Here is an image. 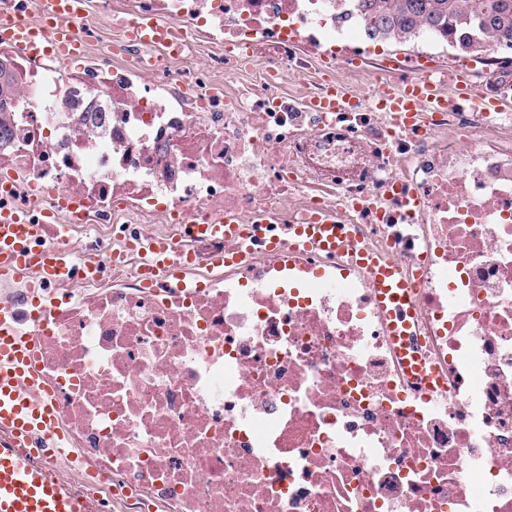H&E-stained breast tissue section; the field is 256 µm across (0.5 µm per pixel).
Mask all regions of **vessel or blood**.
I'll return each mask as SVG.
<instances>
[{
    "mask_svg": "<svg viewBox=\"0 0 512 512\" xmlns=\"http://www.w3.org/2000/svg\"><path fill=\"white\" fill-rule=\"evenodd\" d=\"M90 0H36L41 18L34 24L16 14L0 12V38L16 42L29 55L53 57L60 61L81 54L85 48L83 21ZM130 36L144 44L167 45L171 31L151 19L130 25ZM473 100L478 111L499 112L496 101L477 98L466 74H458L449 90H442L431 78L416 76L404 82L378 85L379 106L392 115L395 127L414 125L420 112L442 107L445 96ZM10 183L0 184V276H11L36 268L44 279L61 281L76 274L94 275L102 265L97 258L75 260L63 247L45 250L41 244L43 224L54 220L57 211L79 216L80 204L57 195L40 215H32L25 205H8ZM187 234L194 237L222 235L235 240L236 249L225 252L220 262L234 265L246 260L253 248L278 250L282 243L309 252H350L353 261L365 271L377 304L387 319L404 362L416 373L424 366L414 363L409 353L408 331L414 316L413 284L404 278L395 259H382L360 247L359 239L347 224H336L329 217H317L312 224H291L275 232L264 224H190ZM143 273L180 277L187 258L171 244L147 240L140 245ZM40 374L33 359V342L18 324L11 307L0 308V426L12 431L11 444L0 443V512H88L87 503L64 484L51 480L40 462L42 448H57L63 442L52 408L40 400Z\"/></svg>",
    "mask_w": 512,
    "mask_h": 512,
    "instance_id": "1",
    "label": "vessel or blood"
}]
</instances>
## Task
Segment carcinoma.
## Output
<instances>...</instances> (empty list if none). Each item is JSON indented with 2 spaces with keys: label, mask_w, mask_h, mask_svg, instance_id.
Listing matches in <instances>:
<instances>
[{
  "label": "carcinoma",
  "mask_w": 512,
  "mask_h": 512,
  "mask_svg": "<svg viewBox=\"0 0 512 512\" xmlns=\"http://www.w3.org/2000/svg\"><path fill=\"white\" fill-rule=\"evenodd\" d=\"M352 2L366 33L381 39L409 37L420 30L442 31L461 49L483 51L489 37H512V0H478L473 10L467 9L462 0Z\"/></svg>",
  "instance_id": "1"
}]
</instances>
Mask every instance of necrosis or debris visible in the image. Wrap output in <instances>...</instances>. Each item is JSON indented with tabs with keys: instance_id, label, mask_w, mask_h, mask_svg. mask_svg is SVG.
I'll return each instance as SVG.
<instances>
[{
	"instance_id": "necrosis-or-debris-1",
	"label": "necrosis or debris",
	"mask_w": 512,
	"mask_h": 512,
	"mask_svg": "<svg viewBox=\"0 0 512 512\" xmlns=\"http://www.w3.org/2000/svg\"><path fill=\"white\" fill-rule=\"evenodd\" d=\"M141 17L181 50L127 39ZM106 23L122 51L64 63L0 41V180L34 212L81 202L77 257L125 254L90 281L0 278L64 436L51 475L111 512H512V112L452 100L401 130L367 92L462 69L512 101V41L450 58L424 32L390 54L350 0H108ZM335 86L352 107L309 110ZM321 213L415 280L434 389L348 253L218 267L232 242L183 231ZM148 236L193 255L181 278L144 285L129 243Z\"/></svg>"
}]
</instances>
